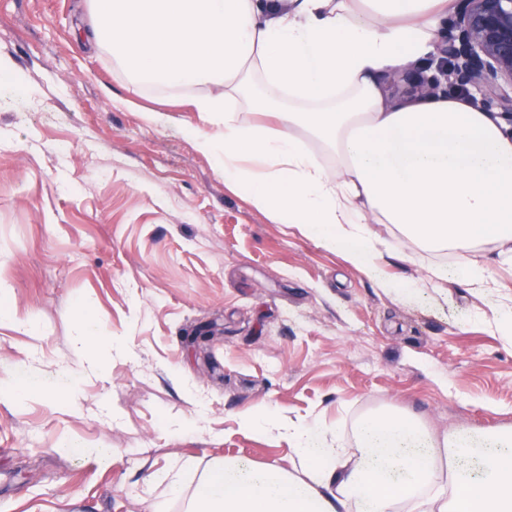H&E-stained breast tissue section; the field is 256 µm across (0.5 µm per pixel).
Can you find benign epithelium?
Here are the masks:
<instances>
[{
  "mask_svg": "<svg viewBox=\"0 0 512 512\" xmlns=\"http://www.w3.org/2000/svg\"><path fill=\"white\" fill-rule=\"evenodd\" d=\"M437 51L436 74L399 76L409 96L453 89L512 123V0H455Z\"/></svg>",
  "mask_w": 512,
  "mask_h": 512,
  "instance_id": "1",
  "label": "benign epithelium"
}]
</instances>
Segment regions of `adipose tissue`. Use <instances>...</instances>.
I'll return each mask as SVG.
<instances>
[{
	"label": "adipose tissue",
	"instance_id": "obj_1",
	"mask_svg": "<svg viewBox=\"0 0 512 512\" xmlns=\"http://www.w3.org/2000/svg\"><path fill=\"white\" fill-rule=\"evenodd\" d=\"M84 42L122 80L184 100L197 149L274 223L367 272L386 251L512 255V130L459 96L388 105L383 76L435 55L451 0H86ZM273 124L240 119L236 102ZM393 225L395 242L373 225ZM292 468L229 461L184 512H512V427L434 434L369 413L353 447L310 424Z\"/></svg>",
	"mask_w": 512,
	"mask_h": 512
}]
</instances>
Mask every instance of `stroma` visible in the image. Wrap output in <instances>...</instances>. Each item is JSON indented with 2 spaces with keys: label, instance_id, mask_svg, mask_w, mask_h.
<instances>
[{
  "label": "stroma",
  "instance_id": "1",
  "mask_svg": "<svg viewBox=\"0 0 512 512\" xmlns=\"http://www.w3.org/2000/svg\"><path fill=\"white\" fill-rule=\"evenodd\" d=\"M85 10L0 0V58L25 89L0 85V512H183L170 482L192 490L212 462L290 467L286 441L240 424L263 405L347 440L387 406L439 433L512 427L498 328L512 265L489 266L481 288L452 276L400 300L380 279L456 257L389 252L373 276L274 223L182 131L195 113L84 48ZM146 109L173 120L146 125ZM84 322L100 336L91 355Z\"/></svg>",
  "mask_w": 512,
  "mask_h": 512
}]
</instances>
